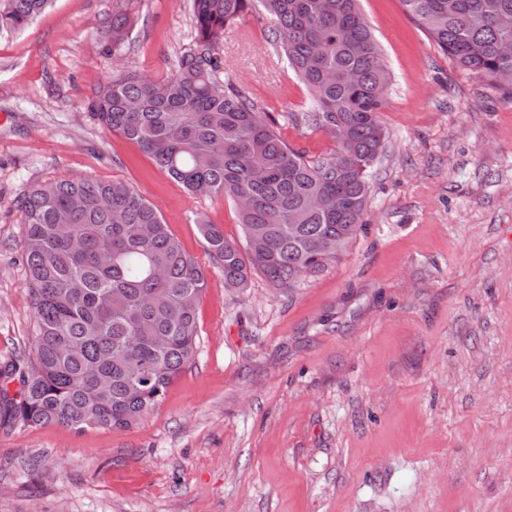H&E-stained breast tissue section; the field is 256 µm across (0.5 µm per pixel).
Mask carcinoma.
Returning a JSON list of instances; mask_svg holds the SVG:
<instances>
[{
	"label": "carcinoma",
	"mask_w": 512,
	"mask_h": 512,
	"mask_svg": "<svg viewBox=\"0 0 512 512\" xmlns=\"http://www.w3.org/2000/svg\"><path fill=\"white\" fill-rule=\"evenodd\" d=\"M52 0H0V34L25 28ZM274 40L309 91L304 122L336 148L317 158L287 143L255 102L221 79L224 28L252 0H192L195 38L164 80L121 71L90 108L195 195L238 207L242 241L199 220L231 287L255 273L275 288L337 262L366 224L371 170L384 147L392 75L359 0H261ZM457 65L512 99V0H401ZM131 15L101 32L117 55ZM35 319L33 356L0 362V428H129L158 405L198 353V261L158 209L124 182L73 177L21 196ZM340 239L339 252L321 244Z\"/></svg>",
	"instance_id": "cac0c4a2"
}]
</instances>
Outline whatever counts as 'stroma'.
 Listing matches in <instances>:
<instances>
[{"mask_svg":"<svg viewBox=\"0 0 512 512\" xmlns=\"http://www.w3.org/2000/svg\"><path fill=\"white\" fill-rule=\"evenodd\" d=\"M53 0L0 36V361L32 354L19 201L33 184L121 181L200 264L199 351L129 428L0 429V512H512V100L456 66L401 0H361L392 73L367 224L318 277L231 288L198 222L242 236L88 103L120 68L169 77L190 0ZM260 0L226 28L224 73L317 157L309 97ZM132 25L131 15L123 10L112 13V22L101 32V38L112 48V54L117 55L126 47L129 29Z\"/></svg>","mask_w":512,"mask_h":512,"instance_id":"stroma-1","label":"stroma"}]
</instances>
